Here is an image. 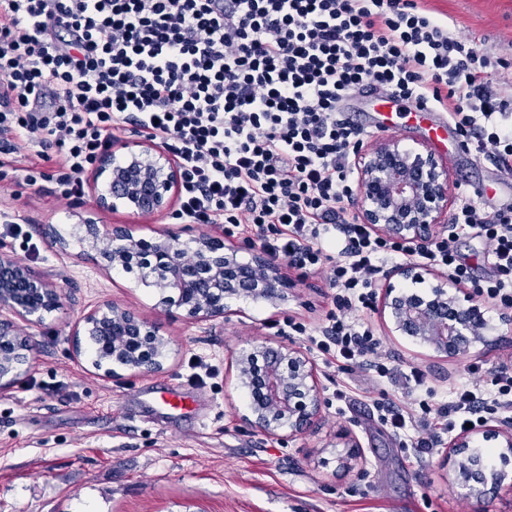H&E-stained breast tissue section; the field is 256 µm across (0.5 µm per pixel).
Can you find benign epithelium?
<instances>
[{"mask_svg": "<svg viewBox=\"0 0 512 512\" xmlns=\"http://www.w3.org/2000/svg\"><path fill=\"white\" fill-rule=\"evenodd\" d=\"M122 160L113 155L102 157L94 172V181H102L105 190L95 192V202L103 209L121 203L143 216L160 215L174 203L178 169L165 150L151 140L138 143ZM356 200L364 223L377 232L399 241L421 243L433 239L435 230L447 212L453 194L448 169L426 147L407 149L395 139H380L358 154ZM93 245L105 241L101 257L112 267L123 266L142 251L147 261L164 272L160 288H181L189 271L196 272L198 286L185 305L188 316L196 319L224 313V305L210 302L209 295L220 291L225 296H243L274 302L284 296L288 282L281 267L260 252L249 263L237 261L235 250H226L219 237L197 241L195 261L187 265L179 254V239L169 234L147 241L136 239L125 228L95 224L87 226ZM61 287L32 268L0 251V311L12 315L0 318V338L18 335L14 319L36 323L44 314L62 307ZM382 308L387 311L394 331L410 336L434 350L456 357L467 353L475 343L486 341L478 331L485 313L476 296L462 294V287L450 279L433 286L431 295L422 297L386 284ZM151 336L157 349L167 344L153 335L148 322L138 313L110 304L93 308L79 320L74 335L114 336L110 365L141 373L156 372L162 363L142 360L128 354L117 340L128 333ZM19 348L0 349V391L10 386L14 373L28 360V343L18 339ZM239 386L251 394L250 424L270 435L286 427L291 434L302 432L318 414L321 388L309 359L295 347L253 345L235 359ZM471 437L464 433L449 443L459 457L455 483L464 495L480 505L487 495L486 470L471 456Z\"/></svg>", "mask_w": 512, "mask_h": 512, "instance_id": "benign-epithelium-1", "label": "benign epithelium"}]
</instances>
